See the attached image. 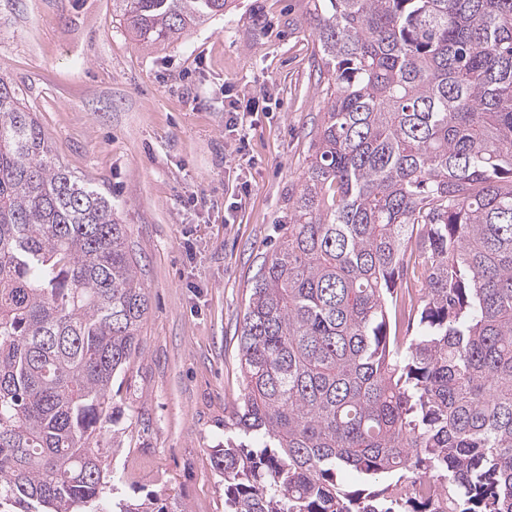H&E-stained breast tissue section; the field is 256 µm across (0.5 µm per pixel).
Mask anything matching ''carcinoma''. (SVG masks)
<instances>
[{
    "instance_id": "obj_1",
    "label": "carcinoma",
    "mask_w": 512,
    "mask_h": 512,
    "mask_svg": "<svg viewBox=\"0 0 512 512\" xmlns=\"http://www.w3.org/2000/svg\"><path fill=\"white\" fill-rule=\"evenodd\" d=\"M225 5L112 15L152 47ZM310 23L324 112L243 313L224 512H512V0H313ZM148 310L112 201L0 77V512H103Z\"/></svg>"
}]
</instances>
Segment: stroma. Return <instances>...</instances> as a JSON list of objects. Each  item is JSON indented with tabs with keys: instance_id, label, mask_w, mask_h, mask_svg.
<instances>
[{
	"instance_id": "stroma-1",
	"label": "stroma",
	"mask_w": 512,
	"mask_h": 512,
	"mask_svg": "<svg viewBox=\"0 0 512 512\" xmlns=\"http://www.w3.org/2000/svg\"><path fill=\"white\" fill-rule=\"evenodd\" d=\"M312 0H228L223 15L142 47L112 0H0V77L59 160L110 189L150 309L112 382L106 499L224 512L210 463L242 398L237 335L263 256L288 230L322 117ZM247 114L235 154L225 112Z\"/></svg>"
}]
</instances>
